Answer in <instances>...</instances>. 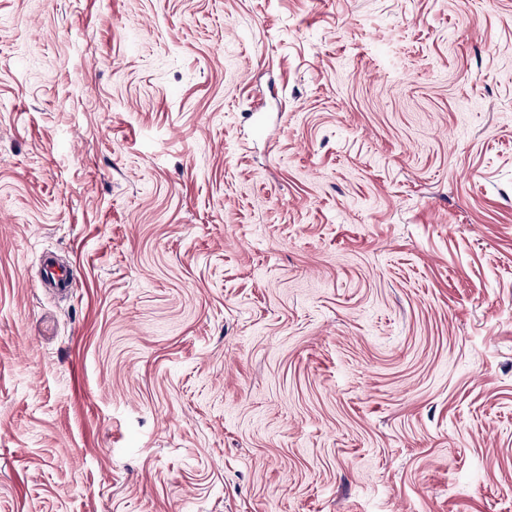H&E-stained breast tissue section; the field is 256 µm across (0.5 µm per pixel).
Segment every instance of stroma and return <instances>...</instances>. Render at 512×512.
<instances>
[{
	"label": "stroma",
	"instance_id": "35a3bbf8",
	"mask_svg": "<svg viewBox=\"0 0 512 512\" xmlns=\"http://www.w3.org/2000/svg\"><path fill=\"white\" fill-rule=\"evenodd\" d=\"M0 512H512V0H0Z\"/></svg>",
	"mask_w": 512,
	"mask_h": 512
}]
</instances>
